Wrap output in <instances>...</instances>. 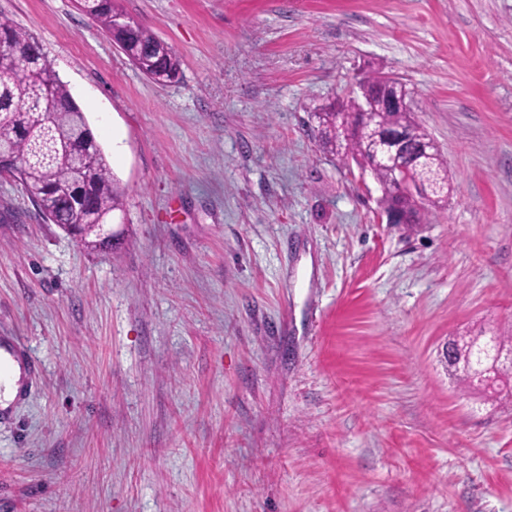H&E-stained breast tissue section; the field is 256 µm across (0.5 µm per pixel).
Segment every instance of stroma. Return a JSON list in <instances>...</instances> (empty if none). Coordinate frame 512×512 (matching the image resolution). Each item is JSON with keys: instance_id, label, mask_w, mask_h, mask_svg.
<instances>
[{"instance_id": "35a3bbf8", "label": "stroma", "mask_w": 512, "mask_h": 512, "mask_svg": "<svg viewBox=\"0 0 512 512\" xmlns=\"http://www.w3.org/2000/svg\"><path fill=\"white\" fill-rule=\"evenodd\" d=\"M148 80L74 0H0L125 192L86 251L0 175V512H512V391L440 361L512 335V0H116ZM379 68L454 190L424 224L325 152L314 107ZM121 152H113V141ZM79 9L90 15L105 35L146 77L160 83H172L180 74V59L171 46L150 30L117 11L112 0H78ZM122 26H120L121 17ZM115 18L116 21H115Z\"/></svg>"}]
</instances>
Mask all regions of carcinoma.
Instances as JSON below:
<instances>
[{
    "label": "carcinoma",
    "instance_id": "carcinoma-1",
    "mask_svg": "<svg viewBox=\"0 0 512 512\" xmlns=\"http://www.w3.org/2000/svg\"><path fill=\"white\" fill-rule=\"evenodd\" d=\"M78 7L146 77L160 84L178 79L180 59L172 47L127 16L121 27H115L119 11L112 0H78ZM358 89L354 96L315 108L312 116L318 141L336 157L370 167L381 188L384 208L400 213L408 224H420L430 210L447 205L448 163L434 146L423 162H416L419 147L428 142L429 134L413 111L402 112L392 105L396 97L412 98L407 84L390 86L382 81V71L372 69L359 81ZM86 126L83 111L35 38L0 18V142L8 144L19 161L18 167L4 173L21 183L49 222L79 235L85 248L98 250L105 243L97 225L112 223L113 213L122 210L123 197L101 148L91 149L86 140L77 137L64 143V135ZM376 131L407 133L409 153L400 161L411 175L429 176L433 200L419 204L399 193L393 168L376 159ZM88 151L93 158L78 187L85 199L84 210L78 211L59 186L72 178L67 154Z\"/></svg>",
    "mask_w": 512,
    "mask_h": 512
}]
</instances>
